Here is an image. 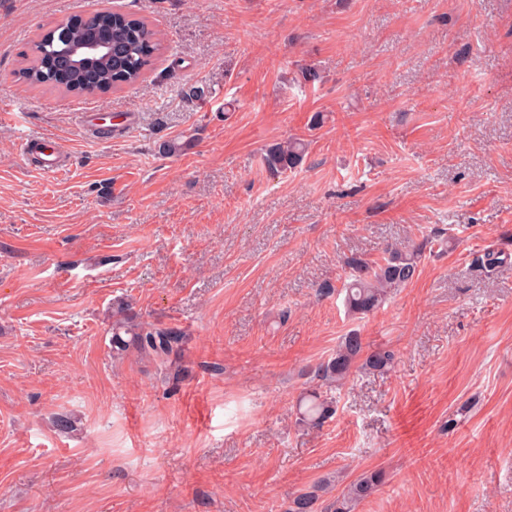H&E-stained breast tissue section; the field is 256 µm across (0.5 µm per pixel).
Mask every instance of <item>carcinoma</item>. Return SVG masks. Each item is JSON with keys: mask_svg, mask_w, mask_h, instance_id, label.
<instances>
[{"mask_svg": "<svg viewBox=\"0 0 512 512\" xmlns=\"http://www.w3.org/2000/svg\"><path fill=\"white\" fill-rule=\"evenodd\" d=\"M112 30V58L82 70L66 66L71 45L81 39ZM161 49L158 32L142 18L133 14L97 10L86 17L71 18L41 35L33 44L31 57L22 68L21 76L30 85H45L66 93L79 95L86 89L101 88L108 92L137 83ZM306 144L291 139L269 147L265 165L273 173H286L304 161ZM422 247L401 244L390 247L382 261L369 264L354 262L351 281L345 288L344 303L353 315H366L382 306L394 291L411 282L418 272ZM186 340L179 327L147 323L128 312L123 305L112 312V354H133L160 364L169 362ZM394 361V353L378 349L364 350L361 336L351 333L342 338L336 351L319 363L314 376L327 385H342L356 363L364 369L384 372ZM299 420L303 424L320 426L333 414L332 402L317 392L302 396L298 402ZM382 482L379 471L362 474L350 482L341 495L326 505L323 512H352L355 506L371 496ZM330 482L323 479L315 490L296 496L287 512H318V492L328 490Z\"/></svg>", "mask_w": 512, "mask_h": 512, "instance_id": "1", "label": "carcinoma"}]
</instances>
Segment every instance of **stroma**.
Listing matches in <instances>:
<instances>
[{"label": "stroma", "mask_w": 512, "mask_h": 512, "mask_svg": "<svg viewBox=\"0 0 512 512\" xmlns=\"http://www.w3.org/2000/svg\"><path fill=\"white\" fill-rule=\"evenodd\" d=\"M100 9L164 37L136 85L21 79ZM0 101V512H286L374 471L355 512H512V0H0ZM407 240L412 282L348 315L352 262ZM119 301L186 331L170 363L113 355ZM352 332L393 367L314 379ZM41 146V154L43 162L41 170L46 172L57 173L63 170L61 163V155L63 151L58 141L50 136L40 137L37 140ZM306 144L300 139H291L269 147L264 156L270 172L286 173L295 170L304 161ZM298 414L301 423L321 426L333 414L332 402L317 392H310L300 398ZM330 482L323 479L316 486L315 490L308 491L296 496L289 504L286 512H318L319 501L318 491L325 492L328 490Z\"/></svg>", "instance_id": "obj_1"}]
</instances>
